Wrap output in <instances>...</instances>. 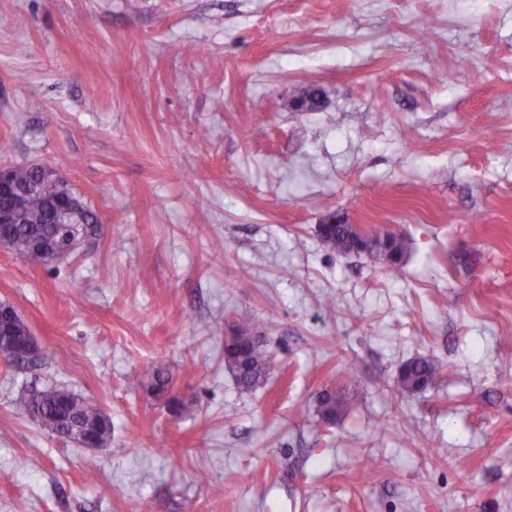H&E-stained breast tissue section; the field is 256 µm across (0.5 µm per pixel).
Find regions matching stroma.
Listing matches in <instances>:
<instances>
[{
  "label": "stroma",
  "instance_id": "1",
  "mask_svg": "<svg viewBox=\"0 0 512 512\" xmlns=\"http://www.w3.org/2000/svg\"><path fill=\"white\" fill-rule=\"evenodd\" d=\"M0 141L98 217L62 262L0 248L44 350L0 364V512H512V0H0ZM331 213L408 257L327 250ZM417 356L443 377L399 395ZM159 367L181 418L137 385ZM25 388L111 439L49 437ZM232 336L224 345V364L237 384L245 390L262 386L272 365L271 355L259 336L254 334L253 324L244 318L231 325ZM14 404L54 438L69 439L81 445L95 441L100 446L112 436V421L105 413L64 389L23 391ZM317 412L325 423H334L336 418L344 412V404L336 398V394L329 390H324L318 398Z\"/></svg>",
  "mask_w": 512,
  "mask_h": 512
}]
</instances>
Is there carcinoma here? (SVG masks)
Returning a JSON list of instances; mask_svg holds the SVG:
<instances>
[{
	"label": "carcinoma",
	"mask_w": 512,
	"mask_h": 512,
	"mask_svg": "<svg viewBox=\"0 0 512 512\" xmlns=\"http://www.w3.org/2000/svg\"><path fill=\"white\" fill-rule=\"evenodd\" d=\"M306 110L314 111L322 106L321 92L317 88L303 90L299 97ZM12 180L19 187L32 181L40 182L39 190L26 199L25 204L13 208L12 202L0 197V210L12 211V223H0V239L13 252L23 258L32 256L36 242L47 243L49 253L44 263L57 260V252L63 250L62 236L72 239L94 235L97 216L78 197H73L76 212L62 219L60 224L49 223L47 205L62 190L67 189L54 174H46L43 168L34 165L12 167ZM382 226L372 224L367 233L359 236L347 224H328L319 238L329 250L340 255H367L389 266H398L408 252L405 236L380 234ZM11 335H0V357L7 367L26 363L28 356L29 328L19 314H14L9 325ZM232 336L224 345V364L237 384L245 390H253L264 384L272 365L271 355L260 337L254 334L253 324L244 318L231 325ZM441 367L432 359L415 357L406 361L399 369L396 391L411 395L435 385ZM143 389L155 396L166 397L169 412L175 418L189 411V403L172 392L166 373L158 369L147 380L140 382ZM21 412L37 420L51 437L65 438L78 444L94 441L106 443L112 436V421L102 411L87 403L78 395L64 389L27 390L15 400ZM317 412L325 423H333L344 412L343 402L336 394L324 390L318 398Z\"/></svg>",
	"instance_id": "cac0c4a2"
}]
</instances>
